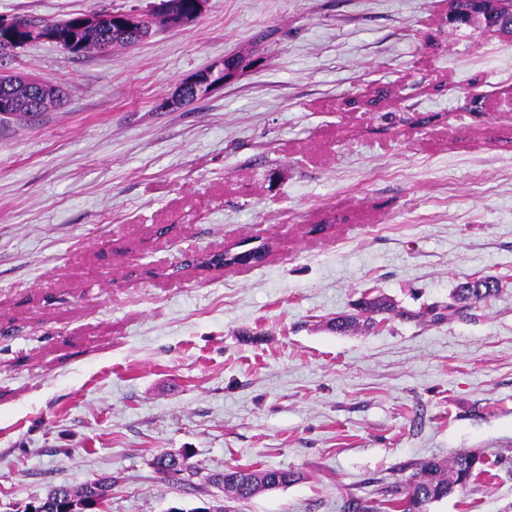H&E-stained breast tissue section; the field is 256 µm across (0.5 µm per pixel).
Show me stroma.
<instances>
[{
    "mask_svg": "<svg viewBox=\"0 0 512 512\" xmlns=\"http://www.w3.org/2000/svg\"><path fill=\"white\" fill-rule=\"evenodd\" d=\"M447 10L205 0L128 49L0 60L66 93L0 132V512L103 476L104 512H342L460 452L491 477L428 512H512V40L451 29ZM248 48L234 83L167 106ZM380 85L390 97L360 108ZM244 238L276 247L256 267L182 264ZM484 275L500 292L465 319L329 327L366 290L416 310ZM162 450L190 455L189 484L154 469ZM233 466L301 478L236 502L205 480Z\"/></svg>",
    "mask_w": 512,
    "mask_h": 512,
    "instance_id": "1",
    "label": "stroma"
}]
</instances>
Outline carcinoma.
<instances>
[{
  "label": "carcinoma",
  "instance_id": "carcinoma-1",
  "mask_svg": "<svg viewBox=\"0 0 512 512\" xmlns=\"http://www.w3.org/2000/svg\"><path fill=\"white\" fill-rule=\"evenodd\" d=\"M172 12L188 20L196 19V0H169ZM120 12L76 13L62 22H48L35 16L25 20L37 25L43 40L76 55L105 52L130 47L151 36L160 29H170L165 19L149 9L142 13L141 28L128 32L122 28ZM29 45L28 33L17 29L0 30V58L15 53ZM0 125L13 122L36 124L43 116L58 107L62 91L55 89L43 94L38 90L37 79L20 73L0 75ZM499 291V278H471L457 285L446 305H434L424 311L399 307L391 298L364 294L355 303V312L336 317L333 329L340 333L361 329H373L390 318L402 320L429 319L442 323L460 318L476 305L486 302ZM479 458L469 453H459L444 463L435 458L423 459L412 466V472L400 484L386 490L379 507L365 499L350 497L345 501L344 512H427V506L452 494L457 488L470 483L483 473L478 467ZM155 469L167 479L181 483L197 474L188 462V456L160 451L153 458ZM300 479V474L287 470H252L229 467L207 476L208 482L224 487L236 500H247L261 491L287 486ZM111 483L106 478L85 483L73 489L67 485L53 487L41 498L45 512H64L74 500H86L91 504L103 503L109 494Z\"/></svg>",
  "mask_w": 512,
  "mask_h": 512
}]
</instances>
